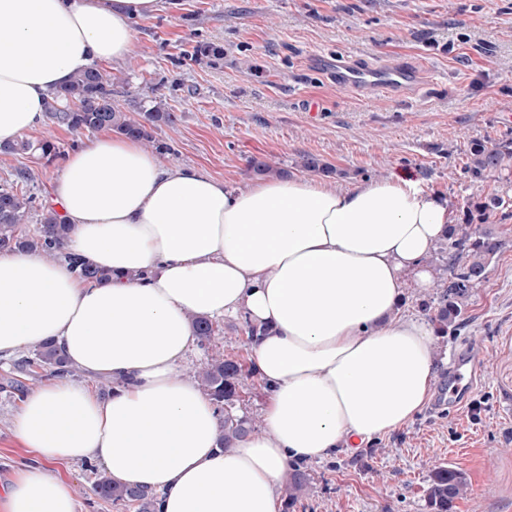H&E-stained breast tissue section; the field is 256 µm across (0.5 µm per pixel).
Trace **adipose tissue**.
Returning a JSON list of instances; mask_svg holds the SVG:
<instances>
[{"instance_id": "ef3b65f1", "label": "adipose tissue", "mask_w": 512, "mask_h": 512, "mask_svg": "<svg viewBox=\"0 0 512 512\" xmlns=\"http://www.w3.org/2000/svg\"><path fill=\"white\" fill-rule=\"evenodd\" d=\"M163 7L0 0V144L37 128L75 74L128 59L133 21ZM50 202L71 226L68 251L112 279L0 254V357L51 340L119 388L101 400L57 377L24 399L15 430L34 459L0 491V512H80L57 466L86 460L158 493L160 512H276L291 464L397 431L431 397L434 327L399 308L406 274L433 287L426 259L454 216L411 175L236 189L104 134L67 157ZM240 314L264 330L249 364L268 400L262 430L223 451L215 406L176 370L197 348L193 317Z\"/></svg>"}]
</instances>
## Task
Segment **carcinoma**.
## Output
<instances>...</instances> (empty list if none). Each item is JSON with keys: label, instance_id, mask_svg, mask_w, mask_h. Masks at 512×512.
Returning a JSON list of instances; mask_svg holds the SVG:
<instances>
[{"label": "carcinoma", "instance_id": "1", "mask_svg": "<svg viewBox=\"0 0 512 512\" xmlns=\"http://www.w3.org/2000/svg\"><path fill=\"white\" fill-rule=\"evenodd\" d=\"M122 83L124 80L121 78L97 65L92 66L74 75L68 85L54 94L47 117L73 133L109 130L120 135L134 136L155 147L157 153H164L167 146L156 142L153 130L161 125L175 124L176 114L162 101L154 99L147 105L136 107L137 116L128 115L116 99V87ZM0 152H33L48 164L61 154L59 147L50 140L19 141L1 147ZM511 158L512 142L492 147L476 142L471 147L470 160L464 171L471 178L480 179L501 170L505 161ZM251 168L257 175L288 174V171L261 159L253 160ZM34 203L32 195L12 185L0 186V250L39 251L52 257H69L65 245L71 227L53 208H43L40 227L34 234L23 232L22 224L28 221ZM504 205L505 200L499 196L469 202L462 217L449 225L440 244L439 253L445 255L444 275L436 280V296L423 301L421 308L428 313L438 334L442 336L458 330L465 303L472 292L486 281L491 260L506 244V238L485 227L493 213ZM71 262L77 268L78 275L86 281L105 283L111 278L110 273L85 266L74 258ZM192 321L199 344L203 347L210 345L214 334L213 323L203 317H194ZM67 364L68 361L58 348L45 341L33 356L15 362L14 368L28 374L37 368H47L55 375H63L67 372ZM252 377L253 372L247 359L226 358L222 353L211 357L197 373L200 388L222 415L219 446L223 450L233 447L237 440L255 429L253 419L235 412L242 394L248 390V379ZM307 484L306 471L297 464L292 465L282 488L283 512H289ZM467 487V478L463 472L445 465L436 466L427 479V507L430 512H452L455 500L466 493ZM90 491L100 499L121 501L132 506L136 512H158L157 495L139 487L121 484L105 471L97 474Z\"/></svg>", "mask_w": 512, "mask_h": 512}]
</instances>
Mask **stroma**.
Returning <instances> with one entry per match:
<instances>
[{
    "label": "stroma",
    "instance_id": "stroma-1",
    "mask_svg": "<svg viewBox=\"0 0 512 512\" xmlns=\"http://www.w3.org/2000/svg\"><path fill=\"white\" fill-rule=\"evenodd\" d=\"M174 9L133 23L135 50L113 75L120 101L154 97L178 116L161 127L165 164L188 167L246 187L251 159L298 174L301 155L323 159L336 183L407 172L447 197L461 215L472 197L500 196L508 205L494 224L512 225V159L474 181L468 149L512 141V0H175ZM224 50L195 58L196 45ZM412 69L415 81L395 91L358 92L338 83L337 61ZM32 174L23 191L46 203L59 163L0 153V185ZM211 350L178 368L194 378L211 351H247L244 323L221 324ZM434 397L406 426L362 448H342L306 463L307 490L290 512H429L426 480L435 464L463 471L469 482L452 512H512V243L492 261L468 303L456 335L437 336ZM477 359L472 398L456 408L447 397L448 370L460 353ZM13 360H0V484L30 455L15 433L23 395L43 388L50 372L25 378L23 393L5 392ZM81 512H133L98 499L84 463L64 470Z\"/></svg>",
    "mask_w": 512,
    "mask_h": 512
}]
</instances>
